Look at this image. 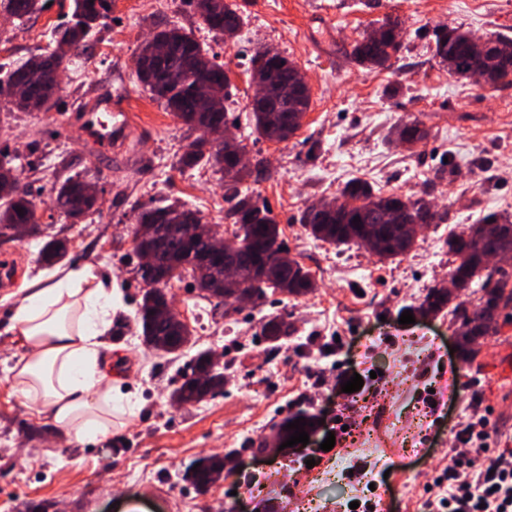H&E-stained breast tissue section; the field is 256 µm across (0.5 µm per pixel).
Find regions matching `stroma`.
Instances as JSON below:
<instances>
[{"mask_svg": "<svg viewBox=\"0 0 512 512\" xmlns=\"http://www.w3.org/2000/svg\"><path fill=\"white\" fill-rule=\"evenodd\" d=\"M244 18L237 37L223 41L199 26L184 0H112L91 33L82 77L62 73L63 94L46 112H22L0 98V162L39 201L37 232L0 245V512H297L313 498L327 512H351V502L380 498L386 512H426L424 488L448 462L449 449L486 465L491 456L458 441L473 416L490 421V445L512 452V322L481 339L473 363L454 354L459 325L450 313L418 309L429 288L448 287L454 264L446 240L490 213L512 216V83L484 84L448 73L432 56L437 29L463 26L475 36H512V0H234ZM72 0L19 20L0 12V64L44 52L53 28L71 17ZM402 23V49L390 68L358 67L350 51L385 17ZM193 30L228 63L235 87L227 103L231 131L259 164L246 185L280 224L292 258L308 268L315 290L260 305L225 310L205 299L192 278L174 282L172 304L194 331L185 350L148 349L135 322L142 286L135 274L133 224L144 208L176 203L197 213L217 237L232 238L225 219L224 176L208 166L177 163L196 136L136 79L139 47L154 22ZM261 46L277 49L304 72L311 107L302 128L285 142L254 137L246 106L250 58ZM124 93L133 132L125 149L102 155L71 122L95 94ZM416 119L430 136L413 148L387 141L390 129ZM455 169L433 204L445 222L419 229L401 260L379 259L361 246L334 247L312 238L299 222L305 207L339 201L345 183L368 181L384 194L421 196L443 164ZM79 175L99 188V211L71 224L52 204L54 190ZM69 238L68 266L91 265L112 281L117 303L108 341L117 358L112 390L129 401L111 430L77 439L47 424L12 383L22 355L10 328V309L22 287L42 270L49 238ZM411 310L414 323L400 316ZM270 314L295 329L279 346L261 337ZM211 351L235 369L222 393L180 406L172 389L196 356ZM359 391L343 392L352 375ZM317 415L321 429L300 447L274 449L272 426L288 415ZM346 431H339V423ZM365 429L389 451L387 473L362 487L368 463L349 454L353 432ZM331 450H321L327 435ZM242 451V465L207 490L185 481L195 464ZM345 457L343 483L312 481L308 460Z\"/></svg>", "mask_w": 512, "mask_h": 512, "instance_id": "1", "label": "stroma"}]
</instances>
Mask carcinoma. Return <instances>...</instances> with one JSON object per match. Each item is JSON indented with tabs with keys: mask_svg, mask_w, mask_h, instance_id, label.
<instances>
[{
	"mask_svg": "<svg viewBox=\"0 0 512 512\" xmlns=\"http://www.w3.org/2000/svg\"><path fill=\"white\" fill-rule=\"evenodd\" d=\"M48 0H0V10L17 19H24L42 11ZM72 22L54 31L57 58L69 53L84 51L86 42L98 22L110 10L109 0H73ZM194 14L211 33L224 39L233 38L243 24L236 5L227 0H188ZM171 34L174 49L170 53L166 68L168 73L181 76L178 81L159 78L146 89L156 98L164 101L166 109L190 127L198 126L205 112L214 104H223L232 88L229 75L221 73L225 63L215 62V55L209 53L193 33L182 28H164L159 34ZM475 36L460 27L442 28L435 33L434 58L448 72L461 78L470 77L474 65L496 74L493 83L512 72L500 59L499 47L512 49V39L504 34H494L484 38L487 52L479 55L470 53ZM401 50V45L389 42H376L363 35L352 46L351 56L360 65L369 68L384 67ZM297 65L287 58L281 59L279 72V93L267 106L251 108L256 133L265 139L286 142L294 137L302 126L303 118L310 108V95L299 94L294 89ZM27 78L31 88L11 101L29 112L47 111L52 98L46 95V87L41 84L38 64L30 58L23 63L10 66L0 78V87L6 88ZM397 141L409 142L413 146L426 139L428 132L416 120L402 122L395 128ZM232 153L214 141L198 136L189 142L179 162L186 167L201 164L210 165L224 173V199L229 203L226 217L236 226L235 236L239 243L237 261L240 265V278L244 290L259 301L266 297L271 288L286 296L300 297L316 287L311 272L297 260L288 256V251L280 241L281 229L271 210L259 204L258 200L242 188L243 181L250 176L251 169L238 168L231 160ZM11 169L0 165V244L20 240L33 231V202L28 193L16 192V187L4 191L11 182ZM82 179L72 177L55 189V207L79 220L93 210L90 202L80 205L75 197V189ZM345 213L337 221L331 222L319 210L318 203L309 204L301 213L300 223L315 238L335 245H364L371 235L376 243L370 247L375 255L385 259H396L406 255L414 240L399 237L386 223V216L392 211L394 196H384L374 190L368 182L353 178L344 185ZM406 216L419 219L423 224H434L440 220L431 201L423 196L404 199ZM187 210L170 204L163 207L146 208L138 213L134 227L136 246L149 248L160 235L167 237V248L163 259L174 261L179 273L191 274L200 290L212 289L224 279V269L214 267L208 271L197 270L190 260L191 250L186 246L182 224L186 223ZM360 218L354 224V218ZM495 230L485 232L488 223ZM448 252L455 256L457 264L451 276L458 282V288L465 290L477 285L481 296L470 309L463 303L454 305L452 312L460 323L459 355L465 361L476 355L474 345L486 336L498 333V320L512 318V279L507 272L493 268L484 261L490 254L512 253V220L495 213L486 215L479 224H471L446 241ZM260 252L266 256L264 279L256 280L251 275L253 256ZM67 250L59 242L50 240L40 250L41 260L53 264L63 259ZM451 298L442 288L432 287L426 293L423 304L439 314ZM155 309L154 294L145 290L139 307V324L145 343L155 349L161 347L173 354L181 346L192 340L193 330L184 323L177 325L152 315ZM261 334L277 343L290 335L288 322L279 315H268L261 325ZM211 383V390L224 387V372L208 369L205 354H200L190 375L174 388L172 396L181 404H193L204 399L206 392L201 389V379Z\"/></svg>",
	"mask_w": 512,
	"mask_h": 512,
	"instance_id": "carcinoma-1",
	"label": "carcinoma"
}]
</instances>
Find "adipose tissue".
Returning a JSON list of instances; mask_svg holds the SVG:
<instances>
[{"instance_id":"1","label":"adipose tissue","mask_w":512,"mask_h":512,"mask_svg":"<svg viewBox=\"0 0 512 512\" xmlns=\"http://www.w3.org/2000/svg\"><path fill=\"white\" fill-rule=\"evenodd\" d=\"M112 308L107 279L90 265L39 273L12 307L25 348L13 385L60 430L94 437L122 409L104 384L112 369Z\"/></svg>"}]
</instances>
